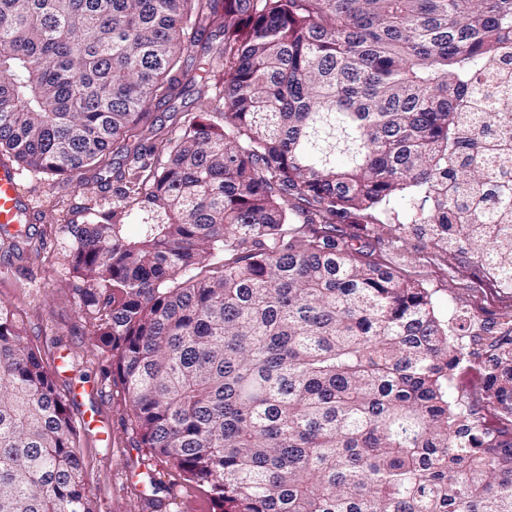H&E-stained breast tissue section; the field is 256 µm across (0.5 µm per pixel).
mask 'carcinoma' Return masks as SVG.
Here are the masks:
<instances>
[{
    "label": "carcinoma",
    "instance_id": "cac0c4a2",
    "mask_svg": "<svg viewBox=\"0 0 512 512\" xmlns=\"http://www.w3.org/2000/svg\"><path fill=\"white\" fill-rule=\"evenodd\" d=\"M193 29L198 111L146 129ZM507 56L512 0H0V154L71 178L134 143L60 230L147 505L162 467L211 512H512V318H440L364 234L512 288ZM473 358L495 427L448 396ZM58 377L0 302V512H96Z\"/></svg>",
    "mask_w": 512,
    "mask_h": 512
}]
</instances>
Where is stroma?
I'll return each mask as SVG.
<instances>
[{"label": "stroma", "mask_w": 512, "mask_h": 512, "mask_svg": "<svg viewBox=\"0 0 512 512\" xmlns=\"http://www.w3.org/2000/svg\"><path fill=\"white\" fill-rule=\"evenodd\" d=\"M110 158L111 171H88L82 185L20 167L22 189L34 216L23 243L13 247L0 240V301L16 311L46 361L70 358L58 384L75 397L74 421L91 422L89 430L80 434L79 452L85 465V490L97 512H141L130 469L137 451L124 431L125 402L119 388L99 374L98 358L78 317L77 299L63 265L67 239L61 225L85 221L116 200L112 171L128 167L132 157L122 151ZM368 234L388 261L430 289L442 318L464 310L490 326L512 314V288L490 279L469 251H452L447 260L429 264L419 240L393 245L377 224L370 225Z\"/></svg>", "instance_id": "35a3bbf8"}]
</instances>
